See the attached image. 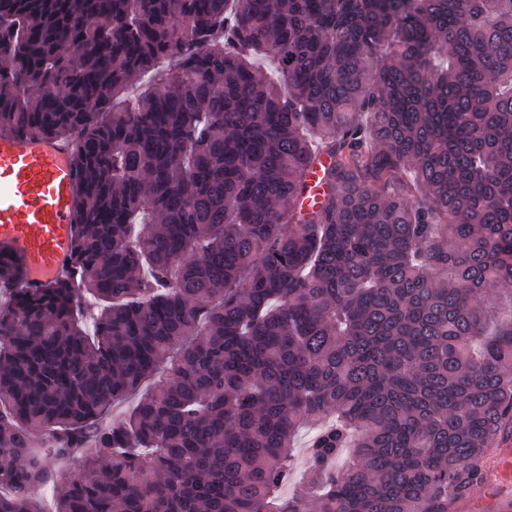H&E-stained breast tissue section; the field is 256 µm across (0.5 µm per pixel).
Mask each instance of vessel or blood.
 I'll return each mask as SVG.
<instances>
[{
	"instance_id": "obj_1",
	"label": "vessel or blood",
	"mask_w": 512,
	"mask_h": 512,
	"mask_svg": "<svg viewBox=\"0 0 512 512\" xmlns=\"http://www.w3.org/2000/svg\"><path fill=\"white\" fill-rule=\"evenodd\" d=\"M77 189L66 140L0 131V253L26 268L23 288L69 278Z\"/></svg>"
}]
</instances>
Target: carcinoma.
Masks as SVG:
<instances>
[{
    "mask_svg": "<svg viewBox=\"0 0 512 512\" xmlns=\"http://www.w3.org/2000/svg\"><path fill=\"white\" fill-rule=\"evenodd\" d=\"M0 56V129L78 177L73 278L0 255V512H45V443L90 450L53 512H457L487 481L512 0H0ZM315 430L313 427L304 428L298 432L294 440L295 448V463L291 471V478L288 481V486L283 488L284 493H288V489H291L294 484H297L304 469V462L306 457L307 447L309 446Z\"/></svg>",
    "mask_w": 512,
    "mask_h": 512,
    "instance_id": "cac0c4a2",
    "label": "carcinoma"
}]
</instances>
